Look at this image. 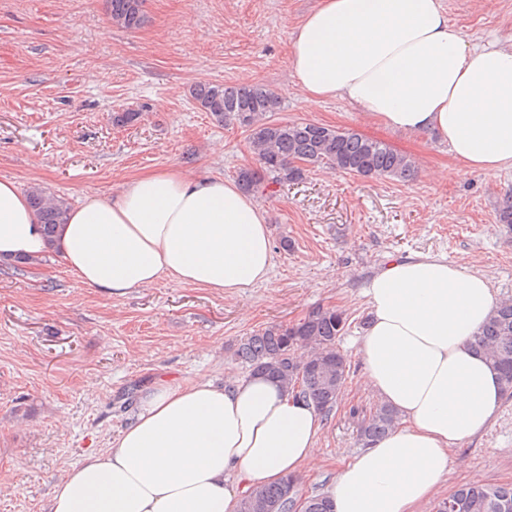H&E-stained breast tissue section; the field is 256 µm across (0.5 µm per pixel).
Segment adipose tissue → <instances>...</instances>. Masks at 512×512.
I'll return each mask as SVG.
<instances>
[{
  "mask_svg": "<svg viewBox=\"0 0 512 512\" xmlns=\"http://www.w3.org/2000/svg\"><path fill=\"white\" fill-rule=\"evenodd\" d=\"M288 45L308 105L340 98L387 129L434 135L460 176L512 167V38L471 41L440 0H318ZM49 253L110 295L163 279L235 295L267 281L273 261L252 198L177 167L87 193L51 238L18 185L0 180V259ZM364 295L365 383L400 423L339 467L326 495L333 512H415L452 449L497 415L499 376L471 341L499 298L485 274L429 254L389 262ZM323 426L315 406L262 375L161 378L108 448L55 483L48 512H237L251 488L313 468Z\"/></svg>",
  "mask_w": 512,
  "mask_h": 512,
  "instance_id": "adipose-tissue-1",
  "label": "adipose tissue"
}]
</instances>
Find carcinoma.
<instances>
[{"instance_id": "carcinoma-1", "label": "carcinoma", "mask_w": 512, "mask_h": 512, "mask_svg": "<svg viewBox=\"0 0 512 512\" xmlns=\"http://www.w3.org/2000/svg\"><path fill=\"white\" fill-rule=\"evenodd\" d=\"M144 0H106L113 24L125 29L144 21ZM192 97L218 122L239 125L249 131V144L256 167L238 171L242 190L263 193L271 184L300 181L308 167H324L364 178L413 180L414 162L384 143L357 133L316 122L279 121L276 94L261 84L220 85L200 83ZM30 203L44 224L48 237L66 223L65 203L41 190L30 193ZM348 318L336 308H317L292 325H274L252 334L241 343L238 356L254 374H263L288 385L295 396L330 413L339 401L348 376L345 357L336 349V339L346 329ZM472 346L498 373L503 394L512 396V299L500 302L493 315L472 339ZM397 413L381 404L359 427L363 444L370 446L392 431ZM299 479L287 477L275 485H260L239 502L238 512H293L300 499ZM306 512H333L322 494L305 497ZM436 512H512V484L461 485L442 499Z\"/></svg>"}]
</instances>
